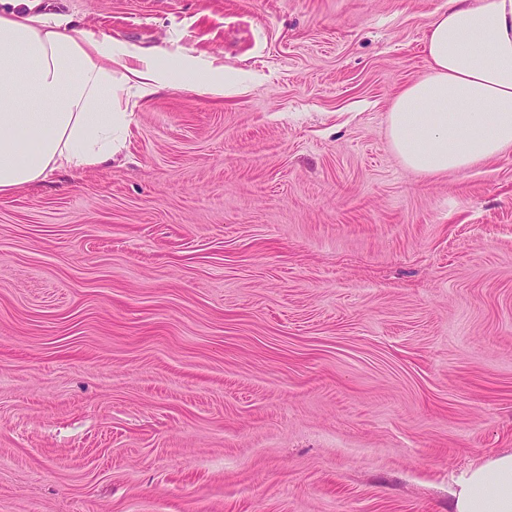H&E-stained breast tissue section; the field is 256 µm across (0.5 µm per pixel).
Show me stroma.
I'll list each match as a JSON object with an SVG mask.
<instances>
[{
	"label": "stroma",
	"mask_w": 512,
	"mask_h": 512,
	"mask_svg": "<svg viewBox=\"0 0 512 512\" xmlns=\"http://www.w3.org/2000/svg\"><path fill=\"white\" fill-rule=\"evenodd\" d=\"M52 2L237 89L0 197V512H452L512 452V150L390 148L446 0Z\"/></svg>",
	"instance_id": "1"
}]
</instances>
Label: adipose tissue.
<instances>
[{
	"instance_id": "ef3b65f1",
	"label": "adipose tissue",
	"mask_w": 512,
	"mask_h": 512,
	"mask_svg": "<svg viewBox=\"0 0 512 512\" xmlns=\"http://www.w3.org/2000/svg\"><path fill=\"white\" fill-rule=\"evenodd\" d=\"M430 68L392 100L390 145L422 175L461 173L512 148V0H448L429 22ZM177 86L224 93L211 58L172 57L78 31L44 0H0V197L111 164L130 102ZM453 512H512V453L470 467Z\"/></svg>"
}]
</instances>
